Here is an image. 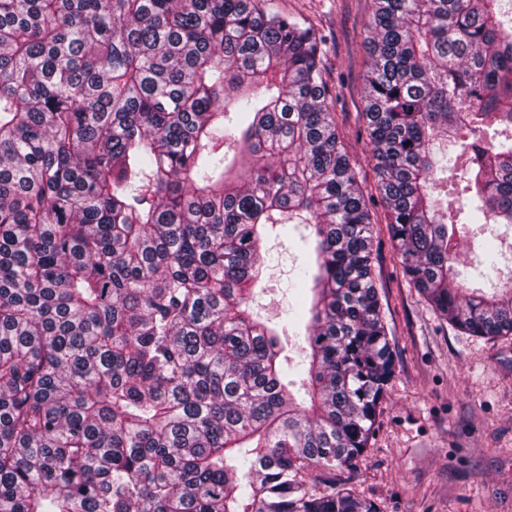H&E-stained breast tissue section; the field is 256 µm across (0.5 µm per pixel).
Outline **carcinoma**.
Returning <instances> with one entry per match:
<instances>
[{"label":"carcinoma","instance_id":"obj_1","mask_svg":"<svg viewBox=\"0 0 512 512\" xmlns=\"http://www.w3.org/2000/svg\"><path fill=\"white\" fill-rule=\"evenodd\" d=\"M503 2L374 0L367 40L402 274L487 337L512 335V269L457 250L512 231ZM322 73L273 0H0V512H377L306 479L363 455L395 373ZM278 224L313 236L295 379L249 306Z\"/></svg>","mask_w":512,"mask_h":512}]
</instances>
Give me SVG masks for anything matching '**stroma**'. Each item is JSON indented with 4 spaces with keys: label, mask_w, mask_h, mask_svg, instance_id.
I'll list each match as a JSON object with an SVG mask.
<instances>
[{
    "label": "stroma",
    "mask_w": 512,
    "mask_h": 512,
    "mask_svg": "<svg viewBox=\"0 0 512 512\" xmlns=\"http://www.w3.org/2000/svg\"><path fill=\"white\" fill-rule=\"evenodd\" d=\"M279 11L319 31L324 78L336 96L334 119L375 221L374 267L396 370L374 432L354 466L317 489L348 487L378 512H512V335L471 336L443 320L401 274L364 115L366 27L372 0H276ZM267 276L252 307L294 337L289 365L302 356L306 317L296 266L308 254L291 226L268 231Z\"/></svg>",
    "instance_id": "1"
}]
</instances>
